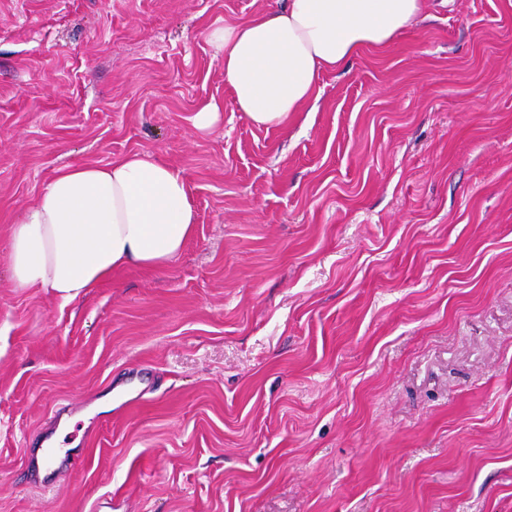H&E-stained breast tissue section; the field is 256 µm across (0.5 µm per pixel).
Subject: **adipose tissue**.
<instances>
[{"label":"adipose tissue","instance_id":"1","mask_svg":"<svg viewBox=\"0 0 512 512\" xmlns=\"http://www.w3.org/2000/svg\"><path fill=\"white\" fill-rule=\"evenodd\" d=\"M425 0H288L225 25L224 83L253 126H287L318 97L321 74L384 48L423 14ZM195 204L178 167L141 152L67 164L11 224L13 287L69 302L118 270L163 268L194 236Z\"/></svg>","mask_w":512,"mask_h":512}]
</instances>
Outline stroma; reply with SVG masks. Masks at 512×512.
<instances>
[{
  "label": "stroma",
  "instance_id": "35a3bbf8",
  "mask_svg": "<svg viewBox=\"0 0 512 512\" xmlns=\"http://www.w3.org/2000/svg\"><path fill=\"white\" fill-rule=\"evenodd\" d=\"M286 2L0 0V512H512V0H426L265 131L210 34ZM132 151L183 250L14 288L54 171ZM48 434L83 464L42 490ZM224 110V103L216 98L210 99L193 116L192 120L196 128H211L220 118Z\"/></svg>",
  "mask_w": 512,
  "mask_h": 512
}]
</instances>
